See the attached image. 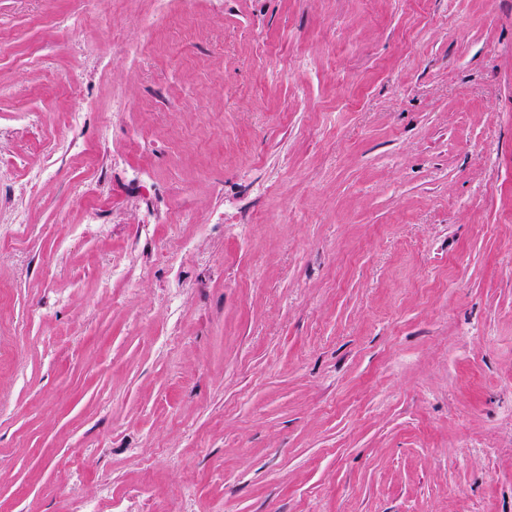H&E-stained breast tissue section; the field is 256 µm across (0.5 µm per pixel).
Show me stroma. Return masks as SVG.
I'll use <instances>...</instances> for the list:
<instances>
[{
    "mask_svg": "<svg viewBox=\"0 0 512 512\" xmlns=\"http://www.w3.org/2000/svg\"><path fill=\"white\" fill-rule=\"evenodd\" d=\"M0 166V512H512V0H0Z\"/></svg>",
    "mask_w": 512,
    "mask_h": 512,
    "instance_id": "obj_1",
    "label": "stroma"
}]
</instances>
